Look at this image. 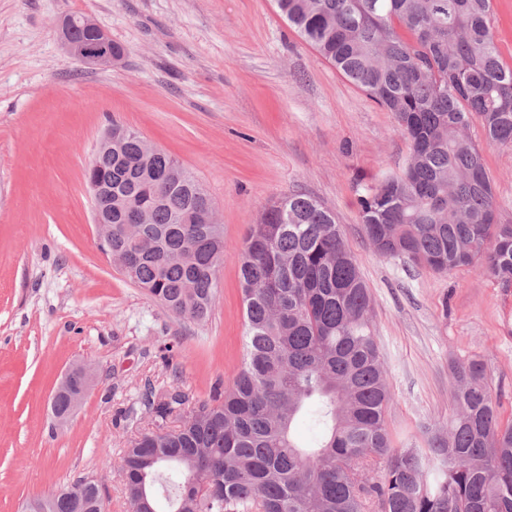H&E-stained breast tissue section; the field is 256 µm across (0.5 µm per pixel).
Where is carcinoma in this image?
Wrapping results in <instances>:
<instances>
[{"label":"carcinoma","instance_id":"obj_1","mask_svg":"<svg viewBox=\"0 0 512 512\" xmlns=\"http://www.w3.org/2000/svg\"><path fill=\"white\" fill-rule=\"evenodd\" d=\"M301 38L393 114L405 166L360 196L365 238L382 257L447 274L472 267L512 288V224L497 220L484 147L512 146V65L491 26L493 0H276ZM479 123L485 145L468 134ZM85 177L104 189L112 255L172 313L206 319L215 304L219 225L209 195L163 150L112 123ZM151 223L129 233L125 216ZM244 354L232 388L188 412L180 430L146 434L120 468L147 512H512V419H501L486 363L453 365L448 427L399 448L386 414L388 368L370 292L336 218L304 194L268 207L240 249ZM168 402L150 393L161 419ZM314 421L301 446L294 426ZM49 512H103L90 481Z\"/></svg>","mask_w":512,"mask_h":512}]
</instances>
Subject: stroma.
<instances>
[{
  "instance_id": "obj_1",
  "label": "stroma",
  "mask_w": 512,
  "mask_h": 512,
  "mask_svg": "<svg viewBox=\"0 0 512 512\" xmlns=\"http://www.w3.org/2000/svg\"><path fill=\"white\" fill-rule=\"evenodd\" d=\"M69 15L121 45L107 68L62 46ZM138 131L212 198L226 249L202 322L177 317L96 244L84 169L112 122ZM409 146L372 101L280 14L275 0H0V512L82 479L105 512H131L121 457L155 420L148 390L188 405L231 388L244 353L238 278L253 224L303 193L336 215L371 296L394 437L419 440L453 406L451 362L482 357L512 415V288L473 268L436 274L378 256L358 199ZM512 223V147L485 153ZM96 380L58 421L50 399L74 365Z\"/></svg>"
}]
</instances>
